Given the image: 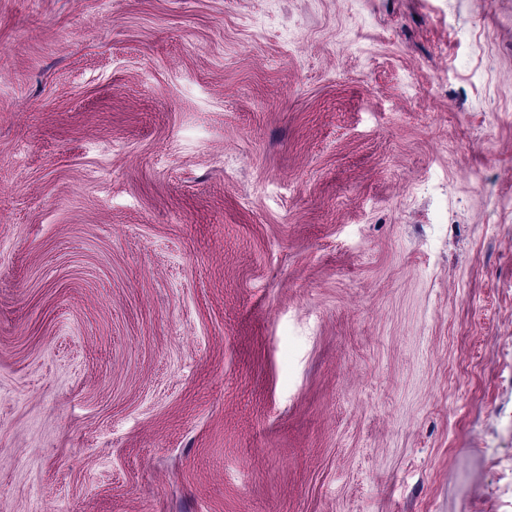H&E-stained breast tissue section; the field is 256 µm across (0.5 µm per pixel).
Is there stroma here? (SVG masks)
Here are the masks:
<instances>
[{"label": "stroma", "instance_id": "1", "mask_svg": "<svg viewBox=\"0 0 512 512\" xmlns=\"http://www.w3.org/2000/svg\"><path fill=\"white\" fill-rule=\"evenodd\" d=\"M0 512H512V0H0Z\"/></svg>", "mask_w": 512, "mask_h": 512}]
</instances>
